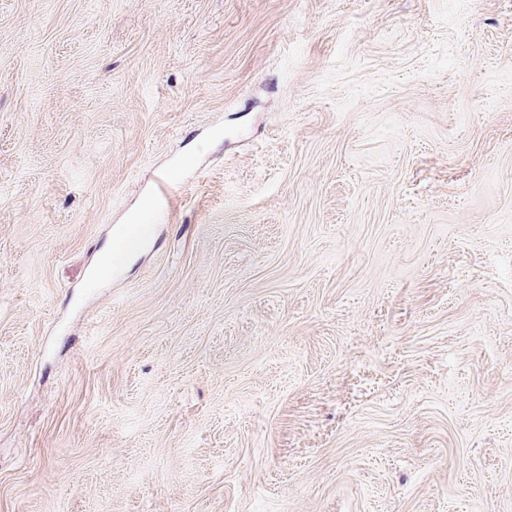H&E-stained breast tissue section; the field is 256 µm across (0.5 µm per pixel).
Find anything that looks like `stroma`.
I'll return each instance as SVG.
<instances>
[{
  "mask_svg": "<svg viewBox=\"0 0 512 512\" xmlns=\"http://www.w3.org/2000/svg\"><path fill=\"white\" fill-rule=\"evenodd\" d=\"M103 507L512 512V0H0V512ZM177 192L178 185L175 175L159 174L155 179L152 192V200L156 209L166 216L174 215Z\"/></svg>",
  "mask_w": 512,
  "mask_h": 512,
  "instance_id": "stroma-1",
  "label": "stroma"
}]
</instances>
